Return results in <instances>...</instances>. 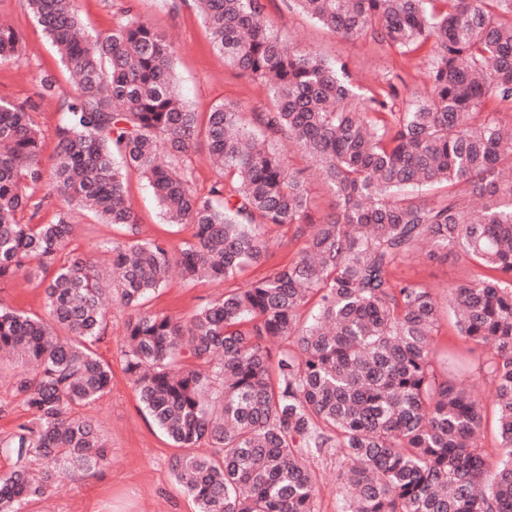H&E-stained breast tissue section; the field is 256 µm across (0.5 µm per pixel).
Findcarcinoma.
<instances>
[{
    "label": "carcinoma",
    "mask_w": 512,
    "mask_h": 512,
    "mask_svg": "<svg viewBox=\"0 0 512 512\" xmlns=\"http://www.w3.org/2000/svg\"><path fill=\"white\" fill-rule=\"evenodd\" d=\"M23 4L73 90L39 76L38 97H59L65 114L47 165L36 102L0 99V281L22 273L46 300L44 318L0 308V352L30 365L15 391L32 413L0 439L10 462L0 512H24L55 475L89 477L106 463L97 426L72 409L112 383L92 349L107 287L131 311L124 373L187 449L171 468L198 512H319L310 461L327 456L339 512H512V0H285L347 39L375 36L401 55L431 46L426 91L406 98L397 73L360 92L346 64L273 30L264 0H195L214 50L261 81L270 103L244 112L224 102L203 118L178 91L176 47L131 8L89 34L73 0ZM22 53L0 23V61ZM201 138L231 180L209 196L179 167ZM283 140L317 166L332 212L313 218L307 169L285 165ZM128 170L147 180L167 223L193 226L179 251L138 236ZM52 199L63 204L55 221L32 223ZM75 210L125 228L98 246L110 273L64 253ZM269 225L304 238L297 260L186 321L143 310L174 267L190 284L260 263ZM424 241L483 270L448 289V309L461 335L493 347V471L477 444L482 401L434 366L436 296L392 277ZM271 340L292 348L274 355ZM32 458L50 469L32 476Z\"/></svg>",
    "instance_id": "carcinoma-1"
}]
</instances>
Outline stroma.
Listing matches in <instances>:
<instances>
[{"label":"stroma","instance_id":"1","mask_svg":"<svg viewBox=\"0 0 512 512\" xmlns=\"http://www.w3.org/2000/svg\"><path fill=\"white\" fill-rule=\"evenodd\" d=\"M129 4L154 29L175 42L177 84L193 111L205 113L225 101L238 103L249 112L267 107L261 82L241 76L213 49L210 33L192 0H76L82 21L93 32L110 30L114 12ZM265 4V13L275 28L302 49L346 63L363 88L376 89L381 76L393 72L402 78V96L425 92L428 59L424 53L401 55L370 37L347 40L314 23L304 13L287 9L282 0H265ZM0 22L19 32L25 45L21 58L0 62V98L20 103L34 97L38 75L43 70L52 72L60 86H67L68 75L54 47L21 0H0ZM126 188L137 214L140 237L164 242L174 250L190 240L191 226L166 223L147 180L139 173H128ZM74 221L79 232L71 243L72 249L106 262L107 257L99 252L98 246L121 238L122 229L98 222L88 214L75 215ZM266 236L269 250L262 263L224 283L188 284L178 273H171L166 287L148 299L146 310L188 319L224 290L245 287L293 262L304 246L303 240L288 227L269 226ZM479 273V268L465 257L431 252L425 243L412 258L397 265L394 276L430 288L442 300L450 287L474 280ZM0 302L33 316L46 313L43 286L22 274L0 282ZM129 316L128 309L112 304L106 329L94 344L100 359L112 369L111 390L97 402L76 409L77 414L92 418L99 428L107 446V464L90 477L58 476L48 496L27 504L25 512H198L197 503L180 487L171 470V461L179 455V448L142 409L123 372L122 334ZM432 339L439 368H447L449 354L466 357L467 366L459 372L458 379L487 406L480 444L488 467H495L501 450L490 407L491 387L484 377L485 361L492 347L471 346L460 336L453 317L445 312L439 315ZM23 370V365L14 362L0 365V439L28 417L14 388L15 377Z\"/></svg>","mask_w":512,"mask_h":512}]
</instances>
